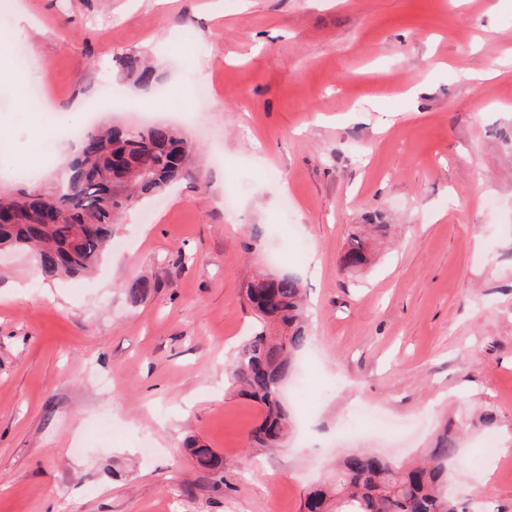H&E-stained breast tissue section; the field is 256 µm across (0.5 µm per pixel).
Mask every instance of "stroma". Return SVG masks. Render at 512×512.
Masks as SVG:
<instances>
[{
	"label": "stroma",
	"instance_id": "obj_1",
	"mask_svg": "<svg viewBox=\"0 0 512 512\" xmlns=\"http://www.w3.org/2000/svg\"><path fill=\"white\" fill-rule=\"evenodd\" d=\"M0 26V187L50 186L98 124L166 122L197 148L93 273L45 282L0 252V512H300L344 454L415 458L487 405L495 433L468 432L449 478L512 512V0H11ZM125 53L153 58V91ZM462 64L501 75L470 84ZM369 223L394 233L344 269ZM269 269L301 277L311 336L273 451L250 446L260 410L228 378L257 326L242 290ZM140 275L157 288L134 306ZM359 407L404 436L353 434ZM116 65L134 80L137 89L148 91L156 80L154 66L138 54H123L116 57ZM390 224H357L352 228L342 263L349 269L357 270L370 263V251L368 249L367 229L370 228L377 234H388Z\"/></svg>",
	"mask_w": 512,
	"mask_h": 512
}]
</instances>
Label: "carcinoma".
I'll return each instance as SVG.
<instances>
[{
    "label": "carcinoma",
    "mask_w": 512,
    "mask_h": 512,
    "mask_svg": "<svg viewBox=\"0 0 512 512\" xmlns=\"http://www.w3.org/2000/svg\"><path fill=\"white\" fill-rule=\"evenodd\" d=\"M115 63L133 78L136 88L147 91L155 83V68L146 58L128 53L116 57ZM193 151L192 143L167 124L87 130L52 193L0 189V211H14L24 218L22 223L0 224V248L32 251L45 281L90 272L112 244L119 216L163 194L187 174ZM369 228L384 236L390 225H354L342 258L344 267L357 270L370 263ZM155 288L153 280L139 277L126 285L125 292L138 305ZM243 297L259 327L237 351L229 378L260 406L251 443L256 448H275L292 429L283 389L297 354L309 341L303 286L293 273H279L273 279L258 273L247 282ZM496 423L491 409L476 422L445 423L419 465L350 452L338 462L330 480L305 494L303 512H468L463 501L448 494V462L455 458L469 427L492 429ZM190 448L200 466H221L212 449L195 442Z\"/></svg>",
    "instance_id": "carcinoma-1"
}]
</instances>
